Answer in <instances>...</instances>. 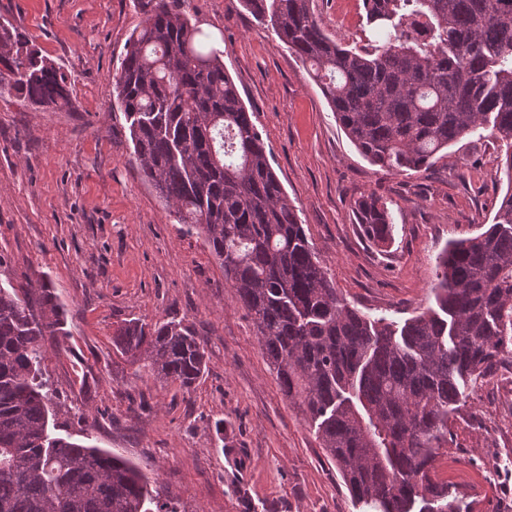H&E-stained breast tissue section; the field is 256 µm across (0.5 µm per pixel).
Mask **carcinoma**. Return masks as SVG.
<instances>
[{"instance_id":"cac0c4a2","label":"carcinoma","mask_w":512,"mask_h":512,"mask_svg":"<svg viewBox=\"0 0 512 512\" xmlns=\"http://www.w3.org/2000/svg\"><path fill=\"white\" fill-rule=\"evenodd\" d=\"M126 43L114 95L144 180L177 223L204 236L254 322L280 391L317 425L354 501L372 512H462L433 471L465 390L512 362V0H363L368 32L327 33L312 0H241L303 62L359 153L386 173L432 167L484 131L506 177L492 223L437 254L435 307L397 326L350 305L309 243L223 51L169 0H152ZM0 98L68 102L67 78L0 21ZM379 245L388 201L354 203ZM51 283L0 286V512H178L144 468L56 436L42 340L64 336ZM116 346L162 385L190 390L204 345L175 319L138 318Z\"/></svg>"}]
</instances>
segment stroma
<instances>
[{
  "instance_id": "stroma-1",
  "label": "stroma",
  "mask_w": 512,
  "mask_h": 512,
  "mask_svg": "<svg viewBox=\"0 0 512 512\" xmlns=\"http://www.w3.org/2000/svg\"><path fill=\"white\" fill-rule=\"evenodd\" d=\"M224 52L271 164L351 305L397 322L433 306L435 257L491 223L506 184L490 138L449 147L429 170L387 174L356 150L303 62L240 0H179ZM149 0H0L67 77L69 102L0 99V285L47 279L66 335L43 340L62 433L151 469L179 512H369L315 427L277 384L256 329L196 233L176 224L133 158L112 78ZM389 202L394 238L369 242L353 202ZM132 318L192 325L206 371L163 385L114 343ZM223 421V434L214 424ZM435 473L468 512H512V397L475 388L448 423Z\"/></svg>"
}]
</instances>
